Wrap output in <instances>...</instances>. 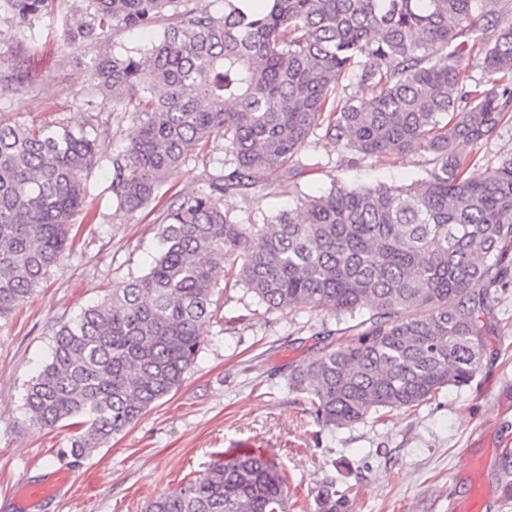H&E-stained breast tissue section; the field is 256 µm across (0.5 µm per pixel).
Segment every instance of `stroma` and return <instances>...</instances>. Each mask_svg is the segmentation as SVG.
<instances>
[{
  "mask_svg": "<svg viewBox=\"0 0 512 512\" xmlns=\"http://www.w3.org/2000/svg\"><path fill=\"white\" fill-rule=\"evenodd\" d=\"M36 28L37 40L17 47L0 14V74L11 72L17 50L28 56L25 87L0 92V114L21 122H92L99 152L86 182L90 216L77 219L72 249L0 327V512H14L23 484L61 469L69 471L70 483L32 512H145L150 501L202 479L211 461L238 448L265 449L288 469V512H310V493L328 474L350 488L339 512H448L449 492H467L473 454L486 461L474 478L485 488L484 512H512L497 467L502 449L512 448V289L494 308L498 332L487 338L471 386L444 389L427 404L389 412L378 422L334 428L306 414L286 373L316 356L325 314L261 308L230 330L224 320L241 306L238 288L217 295V316L205 326L181 387L78 465L66 455L75 426L64 420L48 429L26 421L25 386L46 360L55 330L120 282L147 271L165 203L173 194L198 190L221 156L217 150L199 154L160 187L148 208L119 209L108 186L112 157L124 149L131 119L93 95V60L115 44L144 45L151 35L112 30L97 45L66 47L56 16H44ZM303 161L309 169L302 176L275 177L263 195L231 197L225 207L241 222H254L288 208L299 189L320 192L335 179L351 186L408 185L424 170L417 155L351 166L342 149L324 141L310 144Z\"/></svg>",
  "mask_w": 512,
  "mask_h": 512,
  "instance_id": "35a3bbf8",
  "label": "stroma"
}]
</instances>
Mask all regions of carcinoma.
<instances>
[{
  "mask_svg": "<svg viewBox=\"0 0 512 512\" xmlns=\"http://www.w3.org/2000/svg\"><path fill=\"white\" fill-rule=\"evenodd\" d=\"M50 0H3L21 39ZM62 43L94 44L110 28L149 30L143 47L93 61L95 90L132 114L112 157V198L147 208L159 186L209 144L224 158L196 192L160 214L148 271L112 289L52 337L28 381V420L82 427L79 461L178 390L221 284L268 311L307 307L322 326L320 355L293 366L324 426L410 410L482 367L498 294L512 288V154L485 172L461 151L512 118V10L504 0H77ZM479 61L487 79L468 74ZM368 87L372 96L357 95ZM94 124L0 117V322L70 249L84 178L97 156ZM348 162L408 154L427 164L422 188L335 181L295 207L243 224L227 196H258L301 166L311 140ZM347 333L341 348L329 338ZM498 472L512 500V448ZM344 492L327 477L316 512ZM288 475L261 449L224 454L208 477L152 501L147 512H286Z\"/></svg>",
  "mask_w": 512,
  "mask_h": 512,
  "instance_id": "cac0c4a2",
  "label": "carcinoma"
}]
</instances>
